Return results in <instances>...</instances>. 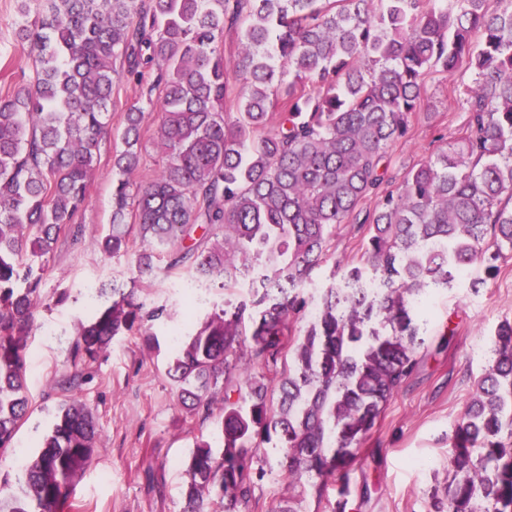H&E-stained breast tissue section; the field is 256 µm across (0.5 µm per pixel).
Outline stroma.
<instances>
[{"mask_svg": "<svg viewBox=\"0 0 512 512\" xmlns=\"http://www.w3.org/2000/svg\"><path fill=\"white\" fill-rule=\"evenodd\" d=\"M463 74L426 75L422 108L406 138L388 151V177L403 173L449 141L468 122L466 104L454 87ZM132 82L117 84L109 113L111 136L101 146V162L87 195L81 233L60 235L40 284L41 304L28 339L26 376L31 409L11 448L0 454V502L9 503L24 480V463L58 420L61 405L77 396L93 411L101 442L75 487L69 512H181L186 463L199 441L219 445L211 422L180 421L174 389L165 374L175 334H188L187 289L198 282L190 272L167 270L157 259L151 273L139 274L133 254L110 257L97 246L112 216V151L124 113L139 101ZM365 231L339 227L329 259L312 273L305 298L331 283L334 270L359 261ZM138 283L146 308L163 309L152 331L160 347H147L139 333L120 337L91 366L74 365L71 345L78 322L88 321L102 303L99 289ZM428 318L421 327L424 343L417 365L385 406L380 419L356 452L350 469V496L345 512H431L434 497L448 484V437L469 397L491 364L495 329L512 322V258L495 272L471 265L452 286L433 290ZM282 455L271 444L258 448L252 499L242 512H277L289 496L282 476Z\"/></svg>", "mask_w": 512, "mask_h": 512, "instance_id": "stroma-1", "label": "stroma"}]
</instances>
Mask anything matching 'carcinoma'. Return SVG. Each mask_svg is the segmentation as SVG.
<instances>
[{"mask_svg":"<svg viewBox=\"0 0 512 512\" xmlns=\"http://www.w3.org/2000/svg\"><path fill=\"white\" fill-rule=\"evenodd\" d=\"M17 12L33 76L0 100V451L29 409L41 272L60 233L80 226L113 88L133 81L143 98L112 152L100 249L126 253L134 236L141 273L163 255L224 288L253 276L264 286L214 309L166 364L182 422L215 417L223 443L218 457L196 444L183 512H241L254 454L274 437L291 490L278 512L330 485L345 512L355 451L416 366L420 304L471 264L491 271L512 257V0H17ZM227 27L239 30L231 64ZM431 69L470 73L467 127L385 189L384 159L408 135ZM231 79L243 89L234 112ZM156 106L165 162L143 183L142 129ZM372 193L378 203L362 216ZM353 220L368 242L341 279L377 275L387 288L346 298L331 282L298 334L299 289ZM163 314L135 288H114L76 327L72 357L94 363L134 331L152 341ZM490 352L450 437L451 479L433 512H512L511 322ZM99 442L90 408L71 397L6 512L66 508Z\"/></svg>","mask_w":512,"mask_h":512,"instance_id":"carcinoma-1","label":"carcinoma"}]
</instances>
